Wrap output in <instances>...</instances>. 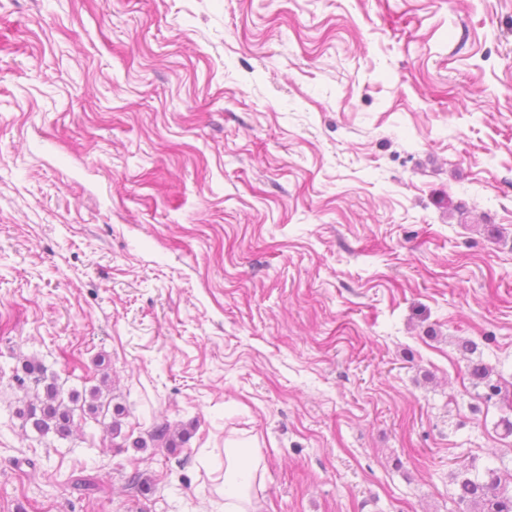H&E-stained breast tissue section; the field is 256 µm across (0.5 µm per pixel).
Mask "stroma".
<instances>
[{"label": "stroma", "instance_id": "35a3bbf8", "mask_svg": "<svg viewBox=\"0 0 512 512\" xmlns=\"http://www.w3.org/2000/svg\"><path fill=\"white\" fill-rule=\"evenodd\" d=\"M459 337L512 382V0H0V512H224L231 433L261 512H459ZM22 371L31 378L36 390L43 389L44 398L39 399L38 404L31 403L26 410H20L19 415L23 419V427L29 424L31 429L41 436L53 432L61 437L68 436L71 424L74 420V413L80 410L83 417L88 416L96 422H103L110 413V402L101 401L100 389L93 387L90 390V401L86 398L80 402V394L73 391L66 398L64 392L57 382V379L47 375L45 365L36 359L25 360L21 366Z\"/></svg>", "mask_w": 512, "mask_h": 512}]
</instances>
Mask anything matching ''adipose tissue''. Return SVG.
Wrapping results in <instances>:
<instances>
[{
    "label": "adipose tissue",
    "mask_w": 512,
    "mask_h": 512,
    "mask_svg": "<svg viewBox=\"0 0 512 512\" xmlns=\"http://www.w3.org/2000/svg\"><path fill=\"white\" fill-rule=\"evenodd\" d=\"M257 440H224V512H261L255 486L263 476Z\"/></svg>",
    "instance_id": "adipose-tissue-1"
}]
</instances>
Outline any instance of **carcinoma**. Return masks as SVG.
<instances>
[{
    "instance_id": "carcinoma-1",
    "label": "carcinoma",
    "mask_w": 512,
    "mask_h": 512,
    "mask_svg": "<svg viewBox=\"0 0 512 512\" xmlns=\"http://www.w3.org/2000/svg\"><path fill=\"white\" fill-rule=\"evenodd\" d=\"M456 348L470 358L469 374L474 386L485 388L484 401L488 403L501 398L502 383L492 379L491 370L482 360L472 359L478 350L476 342L461 337L456 341ZM21 369L33 380L35 387L43 389L44 398L39 403H31L27 409L19 411L23 425L31 426L41 436L51 432L61 437L68 436L77 410L95 421L106 418L110 413V403L101 401L97 387L90 390V400H82L75 391L64 395L57 379L47 375V368L41 361L26 360ZM156 439L164 441L168 448H178L188 440V432L183 430L172 435L165 428L158 431ZM452 484V499L459 507H468L471 512H512V473L505 479L496 468H488L481 475H473L464 469L452 475Z\"/></svg>"
}]
</instances>
